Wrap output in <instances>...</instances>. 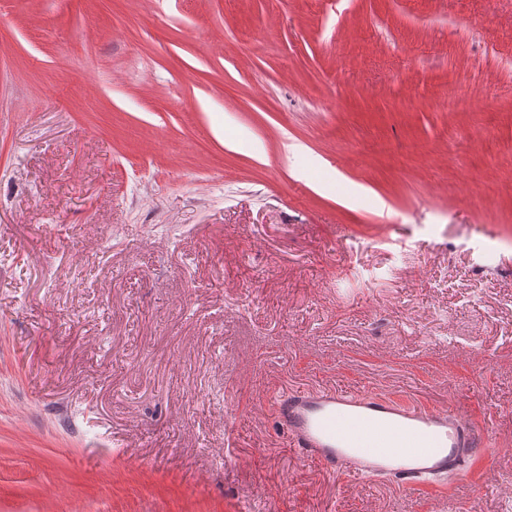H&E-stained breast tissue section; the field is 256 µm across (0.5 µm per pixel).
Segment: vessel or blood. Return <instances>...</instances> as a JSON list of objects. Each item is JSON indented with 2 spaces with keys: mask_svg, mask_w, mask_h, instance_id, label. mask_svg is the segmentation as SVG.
<instances>
[{
  "mask_svg": "<svg viewBox=\"0 0 512 512\" xmlns=\"http://www.w3.org/2000/svg\"><path fill=\"white\" fill-rule=\"evenodd\" d=\"M271 404L304 459L351 478H391L410 494L483 454L481 438L450 409L305 387L276 393Z\"/></svg>",
  "mask_w": 512,
  "mask_h": 512,
  "instance_id": "1",
  "label": "vessel or blood"
}]
</instances>
